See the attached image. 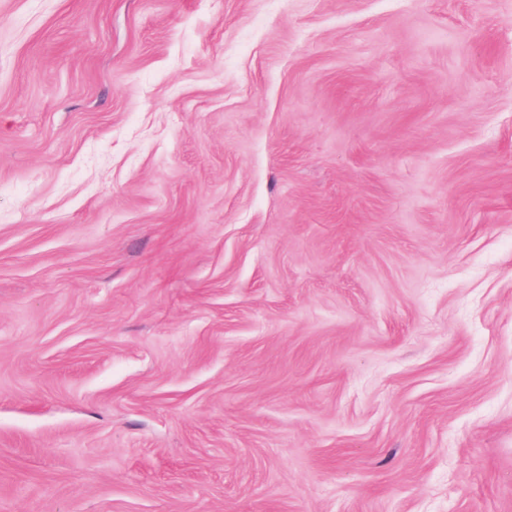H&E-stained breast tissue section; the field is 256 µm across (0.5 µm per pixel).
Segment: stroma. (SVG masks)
<instances>
[{
    "mask_svg": "<svg viewBox=\"0 0 512 512\" xmlns=\"http://www.w3.org/2000/svg\"><path fill=\"white\" fill-rule=\"evenodd\" d=\"M0 512H512V0H0Z\"/></svg>",
    "mask_w": 512,
    "mask_h": 512,
    "instance_id": "stroma-1",
    "label": "stroma"
}]
</instances>
